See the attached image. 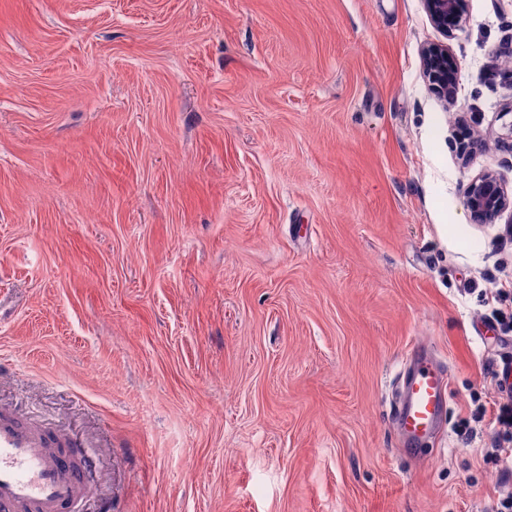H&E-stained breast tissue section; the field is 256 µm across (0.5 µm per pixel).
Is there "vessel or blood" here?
I'll use <instances>...</instances> for the list:
<instances>
[{
	"instance_id": "vessel-or-blood-1",
	"label": "vessel or blood",
	"mask_w": 512,
	"mask_h": 512,
	"mask_svg": "<svg viewBox=\"0 0 512 512\" xmlns=\"http://www.w3.org/2000/svg\"><path fill=\"white\" fill-rule=\"evenodd\" d=\"M406 363L395 420L401 446L414 450L438 427L450 371L424 347ZM84 453L80 442L60 450L48 435L0 419V512H68L86 487Z\"/></svg>"
}]
</instances>
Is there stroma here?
<instances>
[{
    "label": "stroma",
    "mask_w": 512,
    "mask_h": 512,
    "mask_svg": "<svg viewBox=\"0 0 512 512\" xmlns=\"http://www.w3.org/2000/svg\"><path fill=\"white\" fill-rule=\"evenodd\" d=\"M510 40L512 0L450 36L424 0H0V411L86 445L74 512L512 494V211L464 205L485 172L512 191ZM417 345L452 368L420 458L392 418ZM424 66L427 77L434 88L445 98H454L458 63L448 52V47L431 45L425 48Z\"/></svg>",
    "instance_id": "35a3bbf8"
}]
</instances>
